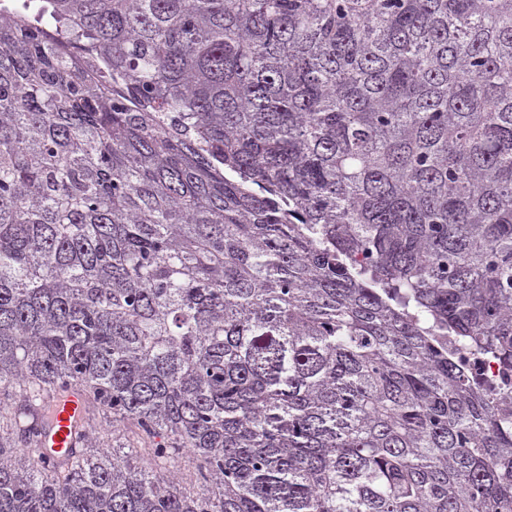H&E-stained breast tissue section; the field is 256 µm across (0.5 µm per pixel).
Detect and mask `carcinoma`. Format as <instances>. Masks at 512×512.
<instances>
[{
  "label": "carcinoma",
  "instance_id": "carcinoma-1",
  "mask_svg": "<svg viewBox=\"0 0 512 512\" xmlns=\"http://www.w3.org/2000/svg\"><path fill=\"white\" fill-rule=\"evenodd\" d=\"M450 336L512 368V0H0V512H512ZM85 416V406L75 391L54 402L50 421L45 429L44 446L50 454H66L70 450V435Z\"/></svg>",
  "mask_w": 512,
  "mask_h": 512
}]
</instances>
